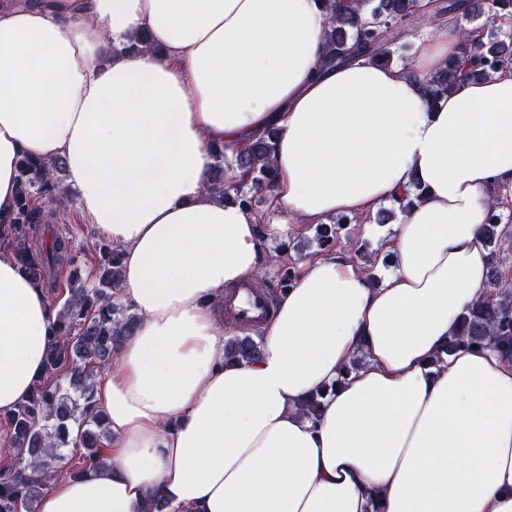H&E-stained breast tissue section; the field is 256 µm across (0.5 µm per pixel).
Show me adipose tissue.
<instances>
[{
  "label": "adipose tissue",
  "instance_id": "obj_1",
  "mask_svg": "<svg viewBox=\"0 0 512 512\" xmlns=\"http://www.w3.org/2000/svg\"><path fill=\"white\" fill-rule=\"evenodd\" d=\"M142 31L151 48L126 52ZM327 31L322 0H0V216L22 156L63 158L138 318L99 375L103 466L54 480L38 512H146L156 495L166 512H512V364L442 354L488 292L480 227L512 184V72L432 107L428 78L463 56L455 23L420 27L408 64L323 73ZM269 125L266 212L209 195L211 147ZM419 187L379 286L314 256L260 326V358L225 362L224 300L268 243ZM54 319L0 255V415L42 376Z\"/></svg>",
  "mask_w": 512,
  "mask_h": 512
}]
</instances>
